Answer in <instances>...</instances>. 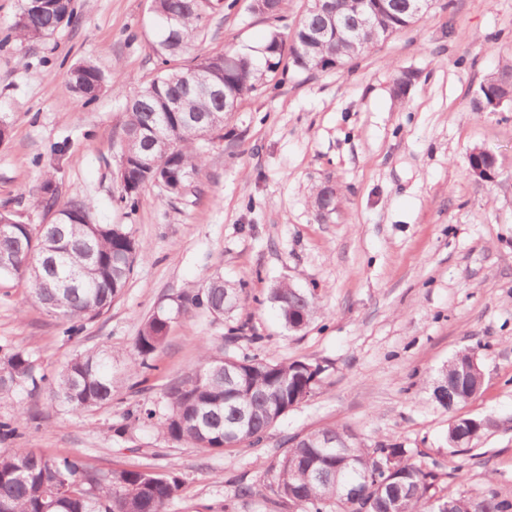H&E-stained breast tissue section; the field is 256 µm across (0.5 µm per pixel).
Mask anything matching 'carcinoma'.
Returning <instances> with one entry per match:
<instances>
[{"mask_svg":"<svg viewBox=\"0 0 512 512\" xmlns=\"http://www.w3.org/2000/svg\"><path fill=\"white\" fill-rule=\"evenodd\" d=\"M161 25L155 51L164 69L149 84L126 98L119 154L126 158L116 170L120 199L137 208L141 190L158 176L172 189L169 197L196 191L205 165L200 142L212 143L232 135L224 131L232 109L224 102L241 103L258 88L292 66L302 71H326L362 55L375 43L405 30L420 19L415 0H327L321 14L305 15L291 34L277 28L264 43L248 52L195 53L196 42L208 22L210 0H151ZM73 0H21L12 31L23 39L43 40L74 18ZM371 23L361 25L365 15ZM324 36L316 37V32ZM206 67L211 81L224 95L193 92L184 95L177 76ZM102 73L84 63L71 72V86L82 97L96 96ZM512 96V63H507L479 89L480 112H496V101ZM202 114L205 127L188 125L185 118ZM470 168L491 167L498 177L496 158L487 150L470 154ZM51 182L43 187L46 211L58 209L52 224L34 228L0 211V254L11 258L0 268V280L24 283L34 302L63 324L67 340L79 338L86 325L107 314L133 274L141 245L125 224H98L90 202L71 199L56 207ZM318 211L336 210V189L316 195ZM240 289L217 278L182 291L172 305L154 312L136 336L126 366L148 380L157 369L154 355L171 324L195 313L222 317L240 302ZM272 300L289 328L301 330L310 322L315 298L289 284L271 292ZM241 328L224 337L226 351L201 347L198 365L167 387L166 413L142 405L128 417L135 422L156 421L172 442L191 448L231 451L256 448L289 410L308 400L320 388L326 366L296 359L269 361L255 355L236 356L227 347ZM0 394L16 390H51L55 403L72 411L92 410L112 402L110 348L84 351L55 372L39 371L31 356L3 348ZM484 383L480 358L470 348L458 350L439 373L435 402L453 411L473 399ZM250 414L238 422V410ZM497 426L491 416H453L448 421V454L466 455L473 443ZM24 428L23 415L0 418V442L16 438ZM335 447H321L322 440ZM289 446L272 465L269 488L271 512H512V496L491 492L482 497L466 491H447L432 469L404 459L405 449L386 440L367 445L346 427H327L288 439ZM362 482L356 498L344 484ZM182 478L173 471L150 466L95 468L78 456L0 452V512H167L179 495Z\"/></svg>","mask_w":512,"mask_h":512,"instance_id":"obj_1","label":"carcinoma"}]
</instances>
